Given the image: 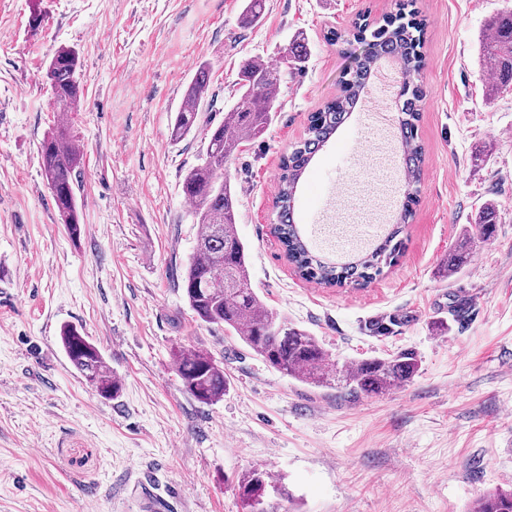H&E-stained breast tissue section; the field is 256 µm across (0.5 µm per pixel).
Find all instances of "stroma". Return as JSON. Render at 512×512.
<instances>
[{
  "instance_id": "35a3bbf8",
  "label": "stroma",
  "mask_w": 512,
  "mask_h": 512,
  "mask_svg": "<svg viewBox=\"0 0 512 512\" xmlns=\"http://www.w3.org/2000/svg\"><path fill=\"white\" fill-rule=\"evenodd\" d=\"M242 0H0V512H242L235 478L255 467L285 483L296 512H468L512 489V85L487 89L479 40L512 0H417L426 23L417 138L425 163L414 218L393 266L363 286L304 279L271 232L280 164L311 113L335 101L369 51L353 21L396 12V0H266L240 24ZM345 33L330 43V32ZM304 68L287 72L274 119L226 169L250 282L332 362L404 349L419 371L405 387L340 400L267 366L223 328L201 324L180 272L197 226L182 181L201 132L170 137L196 65L213 66L207 117L235 101L240 62L283 65L297 35ZM61 47L78 51L84 83L70 134L82 153L75 188L83 232L71 240L40 168L59 113L45 79ZM397 120L356 112L316 154L294 200L297 223H317L333 196L352 209L355 249L396 218L402 183L363 173L380 143L402 164ZM498 209L490 240L449 274L485 201ZM467 310L465 320L453 311ZM406 317L385 337L366 321ZM447 321L439 332L438 321ZM81 327L122 390L97 394L60 343ZM224 366L221 400L203 404L176 372L180 349Z\"/></svg>"
}]
</instances>
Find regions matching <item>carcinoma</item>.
Wrapping results in <instances>:
<instances>
[{"label": "carcinoma", "instance_id": "1", "mask_svg": "<svg viewBox=\"0 0 512 512\" xmlns=\"http://www.w3.org/2000/svg\"><path fill=\"white\" fill-rule=\"evenodd\" d=\"M408 7L407 3L401 4L399 15L383 19V24L372 31L365 19L354 23L353 38L364 40L371 36L372 51L349 72L338 100L310 117L306 138L281 163L274 198L277 223L273 233L283 245L288 261L304 277L329 288L361 285L379 276L382 266L391 264L399 254L400 235L413 218V185L424 163V148L414 135L420 118L422 91L413 83L402 90L399 120L407 186L404 200L399 205V217L382 241L371 252L353 261L333 262L306 245L296 224L293 206L297 186L309 162L355 107L375 61L387 54L415 74L421 70L422 28L413 18L414 12L407 11ZM264 9L265 0H244L240 23L246 26L258 23ZM479 55L482 71L491 77L489 91L512 82V11L490 22L480 41ZM285 57L294 69H302L308 58L305 40L299 36L294 38L285 50ZM80 69L78 53L72 49H60L52 56L47 79L50 86L61 93L56 104L63 118L40 146L42 175L62 223L73 239L82 233L75 194L81 152L71 146L66 115L77 111L83 100ZM211 82L210 63H198L176 112L171 132L177 140L204 125L201 161L186 173L183 181V193L193 205L192 217L198 224V234L184 271L182 287L197 319L232 332L277 371L315 387L334 389L344 398L384 393L403 386L419 369L414 351L404 350L335 367L327 362L326 353L315 337L270 310L251 287L248 250L238 233L236 196L226 173V164L243 144L262 138L269 129L283 74L260 57L243 61L239 69L240 95L225 114V120L216 125L210 119L201 121ZM494 224L495 206L487 203L478 211L470 232L474 237L486 238L492 233ZM399 324L400 320L390 317L372 320L365 329L371 336L383 337ZM61 342L70 363L100 396L110 398L120 392L121 382L82 329L63 326ZM175 359L183 387L196 400L210 404L224 396L227 387L224 369L209 353L181 350ZM259 485L277 489L284 501L293 504V496L283 483H275L266 471L253 468L237 479L240 500L247 512H266L264 502L247 498V494ZM469 512H512V491L490 493L475 503Z\"/></svg>", "mask_w": 512, "mask_h": 512}]
</instances>
